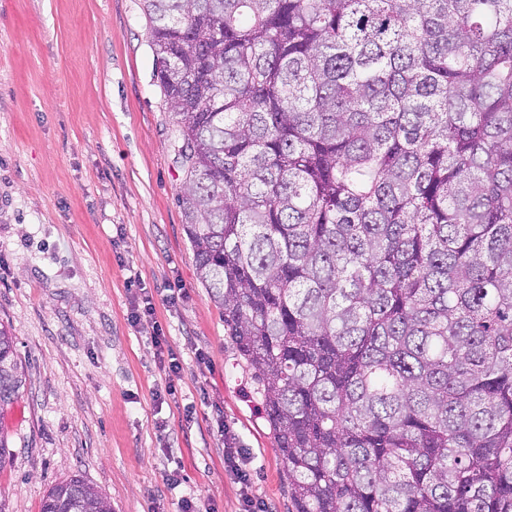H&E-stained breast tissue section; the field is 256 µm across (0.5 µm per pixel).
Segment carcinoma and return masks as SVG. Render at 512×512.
I'll return each mask as SVG.
<instances>
[{"label":"carcinoma","instance_id":"cac0c4a2","mask_svg":"<svg viewBox=\"0 0 512 512\" xmlns=\"http://www.w3.org/2000/svg\"><path fill=\"white\" fill-rule=\"evenodd\" d=\"M144 10L288 512H512V0ZM23 376L0 324V406ZM42 512L112 507L75 477Z\"/></svg>","mask_w":512,"mask_h":512}]
</instances>
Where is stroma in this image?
Instances as JSON below:
<instances>
[{
	"label": "stroma",
	"instance_id": "1",
	"mask_svg": "<svg viewBox=\"0 0 512 512\" xmlns=\"http://www.w3.org/2000/svg\"><path fill=\"white\" fill-rule=\"evenodd\" d=\"M169 122L143 0H0V323L24 367L0 408V512H41L74 476L112 512H179L189 491L239 512L230 446L262 512H288L255 382L183 230ZM141 287L156 314L137 322ZM157 324L184 367L171 395Z\"/></svg>",
	"mask_w": 512,
	"mask_h": 512
}]
</instances>
